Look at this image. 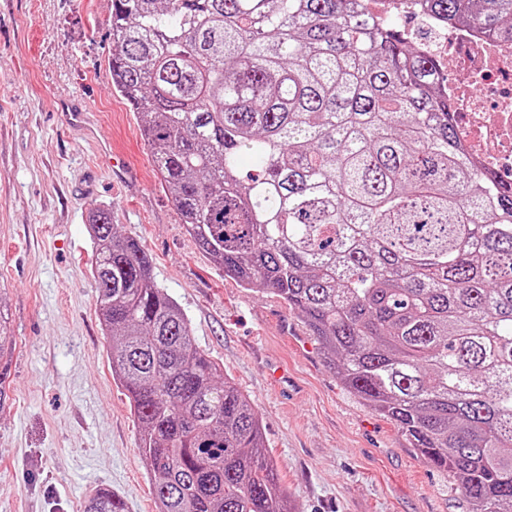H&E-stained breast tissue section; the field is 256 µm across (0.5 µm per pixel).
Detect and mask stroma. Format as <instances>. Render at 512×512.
<instances>
[{
	"label": "stroma",
	"mask_w": 512,
	"mask_h": 512,
	"mask_svg": "<svg viewBox=\"0 0 512 512\" xmlns=\"http://www.w3.org/2000/svg\"><path fill=\"white\" fill-rule=\"evenodd\" d=\"M110 14V0H0V293L16 340L0 512H83L100 488L157 512L89 274L102 206L253 402L294 512H463L447 472L339 381L302 318L225 277L188 235L112 88Z\"/></svg>",
	"instance_id": "1"
}]
</instances>
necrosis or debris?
Returning <instances> with one entry per match:
<instances>
[{
	"label": "necrosis or debris",
	"mask_w": 512,
	"mask_h": 512,
	"mask_svg": "<svg viewBox=\"0 0 512 512\" xmlns=\"http://www.w3.org/2000/svg\"><path fill=\"white\" fill-rule=\"evenodd\" d=\"M423 0H360L365 8L380 7L393 17L414 16L432 28L448 30L447 40L421 44L449 80L443 94L454 104L451 115L457 143L483 170L512 178V43L493 42L477 28L450 24L429 15Z\"/></svg>",
	"instance_id": "1"
}]
</instances>
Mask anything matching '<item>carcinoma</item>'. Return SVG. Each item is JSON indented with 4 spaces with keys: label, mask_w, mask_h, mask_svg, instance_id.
<instances>
[{
    "label": "carcinoma",
    "mask_w": 512,
    "mask_h": 512,
    "mask_svg": "<svg viewBox=\"0 0 512 512\" xmlns=\"http://www.w3.org/2000/svg\"><path fill=\"white\" fill-rule=\"evenodd\" d=\"M426 7L512 42V0ZM110 30L112 85L200 249L295 311L465 512H512V184L459 150L432 58L352 0H112ZM90 224L157 512H292L150 256L111 209ZM15 347L0 295V408ZM84 512L124 503L100 489Z\"/></svg>",
    "instance_id": "carcinoma-1"
}]
</instances>
